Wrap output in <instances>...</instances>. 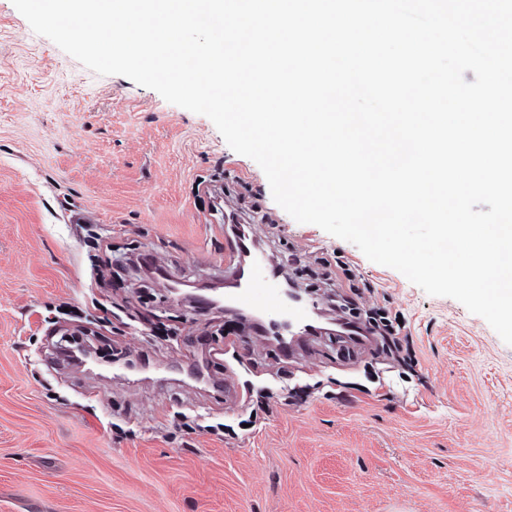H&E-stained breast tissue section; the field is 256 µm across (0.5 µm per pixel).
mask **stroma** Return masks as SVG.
Wrapping results in <instances>:
<instances>
[{"label":"stroma","mask_w":512,"mask_h":512,"mask_svg":"<svg viewBox=\"0 0 512 512\" xmlns=\"http://www.w3.org/2000/svg\"><path fill=\"white\" fill-rule=\"evenodd\" d=\"M217 184L269 216L251 233L282 275L292 253L351 260L372 286L361 306L404 315L411 365L326 336L287 358L244 328L225 342L222 317L164 289L140 303L133 271L126 292L104 287L72 213L111 237L113 259L134 248L171 281L216 283L234 251ZM122 300V320L100 326L96 304ZM162 308L176 335L147 343L137 326ZM90 330L145 370L65 362L62 340ZM281 371L305 399L242 426ZM178 411L236 433L183 435ZM0 512H512V345L455 299L296 222L208 117L96 75L0 0Z\"/></svg>","instance_id":"1"}]
</instances>
